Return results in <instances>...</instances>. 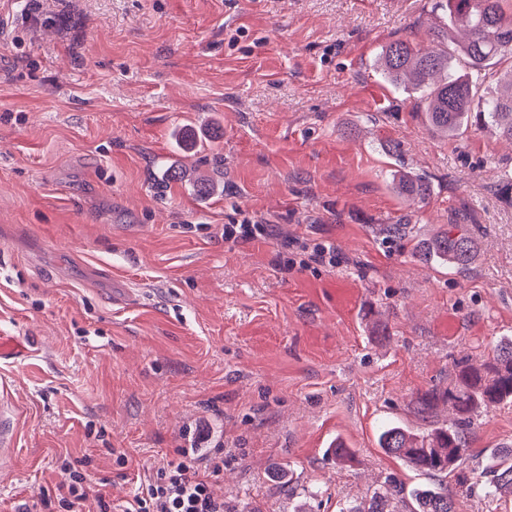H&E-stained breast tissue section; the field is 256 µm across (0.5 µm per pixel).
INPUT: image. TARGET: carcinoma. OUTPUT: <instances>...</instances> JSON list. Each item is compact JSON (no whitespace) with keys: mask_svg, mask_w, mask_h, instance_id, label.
Listing matches in <instances>:
<instances>
[{"mask_svg":"<svg viewBox=\"0 0 512 512\" xmlns=\"http://www.w3.org/2000/svg\"><path fill=\"white\" fill-rule=\"evenodd\" d=\"M443 2L447 23L445 30L435 34L440 39L436 48L422 52L408 39L395 40L381 51V75L397 88L420 94L423 122L432 132L455 138L474 123L491 127L512 141V77L504 90L481 94L469 76L458 74L453 66L455 53L471 73L512 58V12L504 11L505 0ZM392 189L401 199L416 203L431 193L425 178L409 173L394 176ZM414 256L424 264L466 269L475 262L477 243L463 225L452 224L417 240ZM442 402L448 404V419L438 422L434 417ZM511 402L512 337H506L497 342L491 356L478 363L469 358L456 361L448 387L431 389L416 398L417 414L432 419L427 432L420 435L392 424L378 434V446L430 477L452 474L458 483L476 486L488 497L512 493V449L491 454L476 481L462 468L474 419ZM341 512H455V503L441 487L409 490L393 475L373 493L368 505L349 504Z\"/></svg>","mask_w":512,"mask_h":512,"instance_id":"obj_1","label":"carcinoma"}]
</instances>
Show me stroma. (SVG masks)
I'll return each instance as SVG.
<instances>
[{
	"instance_id": "obj_1",
	"label": "stroma",
	"mask_w": 512,
	"mask_h": 512,
	"mask_svg": "<svg viewBox=\"0 0 512 512\" xmlns=\"http://www.w3.org/2000/svg\"><path fill=\"white\" fill-rule=\"evenodd\" d=\"M433 3L41 0L34 20L0 0V336L34 342L0 360L23 414L0 512H48L67 462L88 473L83 512L100 488L124 504L203 422L224 512H339L391 474L429 483L379 429L427 430L417 396L512 336V144L430 133L377 66L391 40L431 46ZM174 167L224 187L198 196ZM397 170L429 198H397ZM246 216L273 236L225 241ZM396 222L419 239L473 225L478 259L420 263L377 234ZM291 239L330 243L335 265L299 268ZM338 440L348 465L325 454ZM509 444L512 404L475 419L466 464ZM442 484L457 512H512Z\"/></svg>"
}]
</instances>
